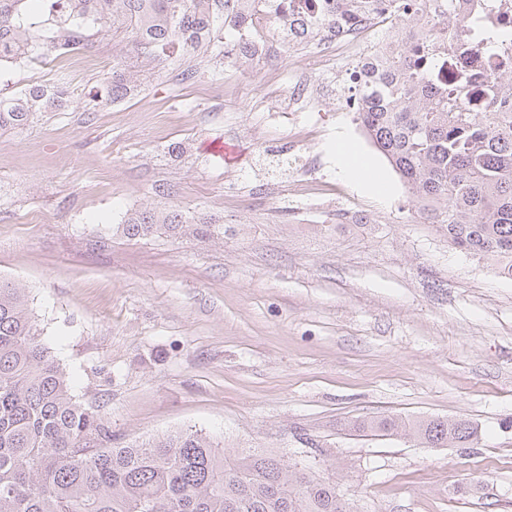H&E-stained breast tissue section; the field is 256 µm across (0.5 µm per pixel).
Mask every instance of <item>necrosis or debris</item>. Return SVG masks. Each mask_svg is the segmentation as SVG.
Instances as JSON below:
<instances>
[{"label": "necrosis or debris", "instance_id": "4bbe7bcc", "mask_svg": "<svg viewBox=\"0 0 512 512\" xmlns=\"http://www.w3.org/2000/svg\"><path fill=\"white\" fill-rule=\"evenodd\" d=\"M389 0H374L369 11L357 12L342 23L330 21L320 0H249L250 15L238 29L235 42L249 57L270 61L273 43H287V35L273 37L269 26L289 16L303 21L309 35L300 43L307 68L288 93L270 91L268 111L291 116L299 106L318 98L327 86L326 76H338L336 99L343 111L354 108L355 85L364 79L366 63L377 59L382 49H396L404 44L424 45L437 60V72L447 73L451 83L466 86L471 77L462 65L461 55L476 56L475 46L464 34L448 27L432 42H425L416 29L385 23Z\"/></svg>", "mask_w": 512, "mask_h": 512}]
</instances>
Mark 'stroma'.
Instances as JSON below:
<instances>
[{
	"label": "stroma",
	"mask_w": 512,
	"mask_h": 512,
	"mask_svg": "<svg viewBox=\"0 0 512 512\" xmlns=\"http://www.w3.org/2000/svg\"><path fill=\"white\" fill-rule=\"evenodd\" d=\"M132 40L103 28V68L67 74L87 92L122 63L136 90L119 106L0 130V282L23 290L76 401L115 446L200 430L329 479L352 512H512V279L422 219L336 99L271 119L264 95L287 92L302 53L281 47L270 72L179 47L137 58ZM340 139L384 193L339 170ZM220 140L236 154L211 153ZM311 176L333 195L289 191ZM145 208L190 222L128 238ZM381 415L477 437L426 448L349 428Z\"/></svg>",
	"instance_id": "obj_1"
}]
</instances>
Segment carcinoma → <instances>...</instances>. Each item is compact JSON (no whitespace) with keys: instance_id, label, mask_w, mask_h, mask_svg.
Segmentation results:
<instances>
[{"instance_id":"obj_1","label":"carcinoma","mask_w":512,"mask_h":512,"mask_svg":"<svg viewBox=\"0 0 512 512\" xmlns=\"http://www.w3.org/2000/svg\"><path fill=\"white\" fill-rule=\"evenodd\" d=\"M0 0V63L47 58L61 45L88 48L90 31L128 25L142 54L160 56L178 45L208 51L224 25L221 0ZM398 0L397 20L419 24L430 37L439 25L473 34L494 54L502 33L472 28L484 0H445L435 18L411 12ZM372 0H330L328 16L368 8ZM433 58L417 46L391 52L366 69L357 120L365 135L423 205L430 224L444 226L456 249L494 263L512 279V70L494 78L487 107L474 112L458 86L431 84ZM124 68L94 98L107 105L126 98ZM56 99L42 85L0 97V130L24 125L34 112L79 97L60 74ZM184 223L178 211L140 210L124 232L146 236L158 225ZM373 436L403 434L429 448H468L476 429L464 420L394 416L357 421ZM101 415L77 403L66 373L31 321L25 294L0 284V512H350L336 484L297 472L273 453L227 454L198 431H180L148 443L112 448Z\"/></svg>"}]
</instances>
